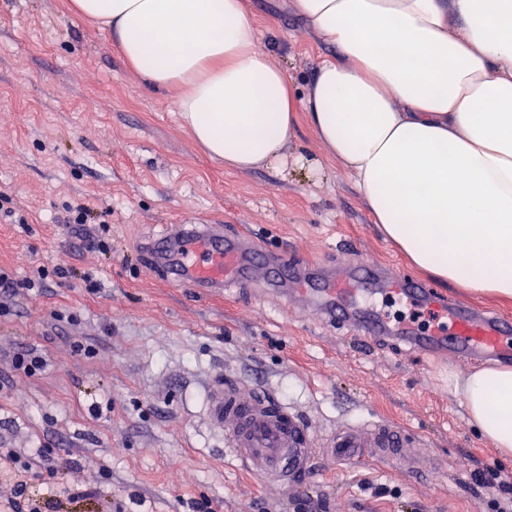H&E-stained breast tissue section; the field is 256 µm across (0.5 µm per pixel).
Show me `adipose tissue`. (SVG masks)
<instances>
[{"label": "adipose tissue", "mask_w": 512, "mask_h": 512, "mask_svg": "<svg viewBox=\"0 0 512 512\" xmlns=\"http://www.w3.org/2000/svg\"><path fill=\"white\" fill-rule=\"evenodd\" d=\"M334 46L309 92L260 48L243 0H73L146 85L178 92L212 159L292 166L306 123L383 238L415 268L512 300V0H292ZM480 434L512 456V367L451 377Z\"/></svg>", "instance_id": "adipose-tissue-1"}]
</instances>
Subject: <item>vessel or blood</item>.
<instances>
[{"mask_svg":"<svg viewBox=\"0 0 512 512\" xmlns=\"http://www.w3.org/2000/svg\"><path fill=\"white\" fill-rule=\"evenodd\" d=\"M171 280L185 288L220 291L249 283L297 300L321 321L346 329L361 340L390 338L424 356H453L469 361L512 353V324L467 303H449L426 283L393 276L386 266L354 253L342 267L270 251L254 239L225 233L220 224H179L148 246ZM398 293L433 311H449L450 329L420 331L409 323L387 320L365 306L364 298ZM210 426L224 436L233 457L265 484L288 488L305 474L314 449L341 464L357 467L375 458L400 460L422 475L437 460L417 436L387 421L347 423L320 432L297 409L270 390L237 379L214 377L207 385Z\"/></svg>","mask_w":512,"mask_h":512,"instance_id":"b4317fda","label":"vessel or blood"}]
</instances>
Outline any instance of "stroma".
I'll use <instances>...</instances> for the list:
<instances>
[{"label":"stroma","mask_w":512,"mask_h":512,"mask_svg":"<svg viewBox=\"0 0 512 512\" xmlns=\"http://www.w3.org/2000/svg\"><path fill=\"white\" fill-rule=\"evenodd\" d=\"M261 48L305 95L332 49L287 0H245ZM177 90L146 87L109 30L72 0H0V194L25 223L0 215V267L25 282L0 317V449L48 447V466L0 460V512L16 485L51 512H488L490 469L512 473L471 424L450 375L471 365L363 342L236 285L219 294L173 287L146 243L175 224H220L263 247L342 264L360 249L417 277L387 243L357 190L308 128L298 149L324 161L321 179L291 169L236 171L211 160L182 125ZM84 205L101 224L65 221ZM103 234L108 252L85 247ZM100 281L84 288L81 274ZM93 348L77 352L76 343ZM32 347L44 372L15 374ZM275 391L328 429L383 417L438 458L428 474L400 462L346 468L319 455L289 491L263 485L204 418L215 370Z\"/></svg>","instance_id":"stroma-1"}]
</instances>
